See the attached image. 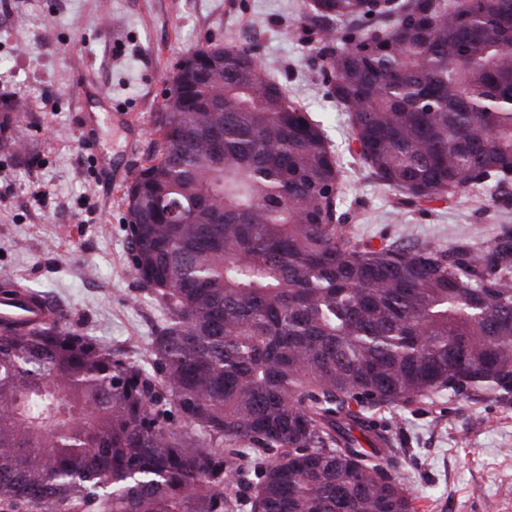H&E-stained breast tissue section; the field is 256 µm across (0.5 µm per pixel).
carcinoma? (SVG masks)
Masks as SVG:
<instances>
[{"label": "carcinoma", "instance_id": "obj_1", "mask_svg": "<svg viewBox=\"0 0 512 512\" xmlns=\"http://www.w3.org/2000/svg\"><path fill=\"white\" fill-rule=\"evenodd\" d=\"M369 173L420 207L512 187V0H309ZM334 40L343 48L330 47ZM169 83L123 196L160 317L147 359L60 316L0 321V512H417L381 412L512 396V227L487 244L343 224L324 132L250 46ZM5 134L27 111L4 105Z\"/></svg>", "mask_w": 512, "mask_h": 512}]
</instances>
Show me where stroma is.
Returning a JSON list of instances; mask_svg holds the SVG:
<instances>
[{
	"mask_svg": "<svg viewBox=\"0 0 512 512\" xmlns=\"http://www.w3.org/2000/svg\"><path fill=\"white\" fill-rule=\"evenodd\" d=\"M309 22L304 0H0V103L28 106L13 126L26 156L0 154V283L42 292L103 347L145 357L157 312L131 266L123 190L94 174L79 115L95 108L99 150L135 174L174 65L209 41L257 42L265 70L320 121L358 237L483 243L512 225V209L465 193L403 208L345 155L349 117L327 93L318 44L300 35ZM125 111L139 136L118 120ZM383 418L420 512H512V405L451 394Z\"/></svg>",
	"mask_w": 512,
	"mask_h": 512,
	"instance_id": "35a3bbf8",
	"label": "stroma"
}]
</instances>
